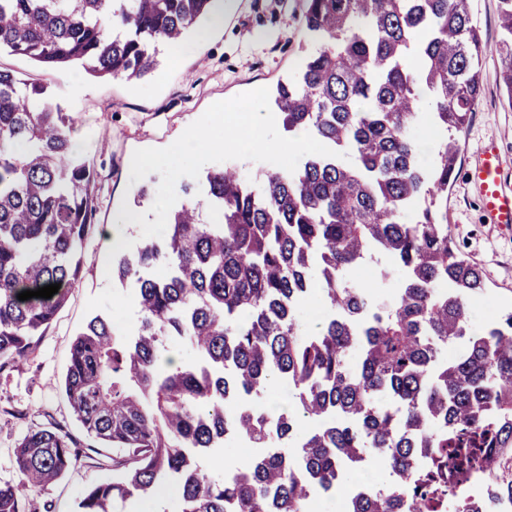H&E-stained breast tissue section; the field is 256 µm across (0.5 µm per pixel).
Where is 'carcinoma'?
Segmentation results:
<instances>
[{"instance_id": "cac0c4a2", "label": "carcinoma", "mask_w": 512, "mask_h": 512, "mask_svg": "<svg viewBox=\"0 0 512 512\" xmlns=\"http://www.w3.org/2000/svg\"><path fill=\"white\" fill-rule=\"evenodd\" d=\"M214 2L0 0V49L142 79L158 45ZM500 8L512 106V0ZM303 22L314 48L278 85L277 111L288 133L349 158L307 155L254 181L227 166L180 186L166 234L112 262L135 290V332L96 315L72 343L64 391L98 446L81 451L56 427L26 433L0 512H25V495L99 462L101 446L121 449L116 475L75 512L173 490L178 512H307L314 492L345 484L346 464L366 462L390 488L350 491L348 512H430L475 475L512 501V312L471 333L467 299L485 285L444 210L485 55L468 0H303ZM423 101L448 133L426 164L411 134ZM71 132L45 87L0 71V369L35 353L95 228L93 174ZM372 255L388 262L381 280L353 281ZM50 284L52 298L18 300ZM313 294L324 315L306 331L297 311ZM171 340L196 360L163 367ZM274 382L292 399L271 411L259 399ZM229 439L262 452L216 477L201 459Z\"/></svg>"}]
</instances>
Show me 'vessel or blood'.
Returning a JSON list of instances; mask_svg holds the SVG:
<instances>
[{
	"instance_id": "vessel-or-blood-1",
	"label": "vessel or blood",
	"mask_w": 512,
	"mask_h": 512,
	"mask_svg": "<svg viewBox=\"0 0 512 512\" xmlns=\"http://www.w3.org/2000/svg\"><path fill=\"white\" fill-rule=\"evenodd\" d=\"M468 175L490 222L512 228V192L503 186V164L496 146L484 144L474 149Z\"/></svg>"
}]
</instances>
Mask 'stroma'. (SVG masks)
Wrapping results in <instances>:
<instances>
[{
	"mask_svg": "<svg viewBox=\"0 0 512 512\" xmlns=\"http://www.w3.org/2000/svg\"><path fill=\"white\" fill-rule=\"evenodd\" d=\"M483 43L481 93L466 129L448 186V232L461 254L483 273L485 288L468 301L473 329L512 308V231L488 224L464 171L469 150L482 142L498 146L504 185L512 190V108L503 97L498 52L499 0H470ZM313 44L302 19V0H231L223 27L209 41L187 31L179 47L161 46L160 66L145 80L94 77L76 66L45 67L28 57L0 53V69L47 88L73 119L77 153L93 170L97 229L83 250V270L33 357L0 371V480H16L12 454L18 440L38 427L58 426L80 441L88 436L62 388L70 346L94 315L111 317L121 332L132 330L139 310L129 289L112 279L108 229L115 213L150 209L159 174L130 180L129 159L143 148H163L215 102L260 87L276 90L294 73ZM111 463H78L34 503L52 512H74L87 486L111 479Z\"/></svg>",
	"mask_w": 512,
	"mask_h": 512,
	"instance_id": "1",
	"label": "stroma"
}]
</instances>
